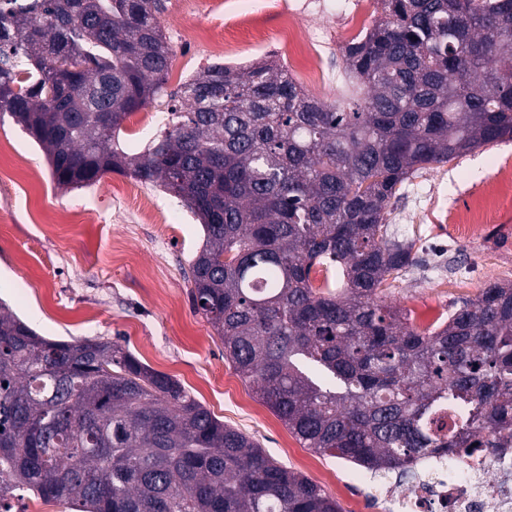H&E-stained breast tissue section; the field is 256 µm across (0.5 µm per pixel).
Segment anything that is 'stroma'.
Returning a JSON list of instances; mask_svg holds the SVG:
<instances>
[{"label":"stroma","instance_id":"stroma-1","mask_svg":"<svg viewBox=\"0 0 512 512\" xmlns=\"http://www.w3.org/2000/svg\"><path fill=\"white\" fill-rule=\"evenodd\" d=\"M338 19L301 0H256L261 42L246 31L235 39V63L266 60L286 65L308 93L331 101L340 94V51L325 57V81L311 83L286 53L279 26L288 9L301 22L323 28L331 43L352 31L350 15L366 25L377 19L373 0H346ZM235 9L215 10L211 0H167L159 24L174 43L183 27L199 32L198 47L176 48L169 89L216 62L209 46L224 35ZM167 102L130 114L123 144L142 149L158 133L147 122ZM512 173V140L480 148L413 179L388 216L391 231L414 241L417 262L400 273L387 300L424 328L443 321L463 298L490 284L512 281V192L493 200V220L483 230L458 223L456 214L480 204L498 174ZM159 221L138 217L142 199ZM203 240L199 222L184 203L160 187L118 173L80 189L59 187L43 150L12 120L0 123V298L33 329L66 341H115L152 369L168 374L225 425L255 439L282 465L302 473L336 499L343 512H381L370 488L350 482L349 464L302 447L224 357V346L206 318L194 312L187 278L189 260Z\"/></svg>","mask_w":512,"mask_h":512}]
</instances>
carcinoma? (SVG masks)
<instances>
[{
    "label": "carcinoma",
    "instance_id": "1",
    "mask_svg": "<svg viewBox=\"0 0 512 512\" xmlns=\"http://www.w3.org/2000/svg\"><path fill=\"white\" fill-rule=\"evenodd\" d=\"M377 4L327 102L272 62L167 91L164 0H0V120L60 187L117 172L179 197L204 232L193 307L224 358L303 447L384 479L512 440V283L431 330L385 296L415 263L391 200L512 140V0ZM163 98L182 102L168 127L124 147V120ZM316 264L343 287L314 288ZM24 490L74 512H343L121 345L47 338L0 304V512Z\"/></svg>",
    "mask_w": 512,
    "mask_h": 512
}]
</instances>
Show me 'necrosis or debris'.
<instances>
[{
    "instance_id": "4bbe7bcc",
    "label": "necrosis or debris",
    "mask_w": 512,
    "mask_h": 512,
    "mask_svg": "<svg viewBox=\"0 0 512 512\" xmlns=\"http://www.w3.org/2000/svg\"><path fill=\"white\" fill-rule=\"evenodd\" d=\"M419 476L388 483L385 512H512V448L423 459Z\"/></svg>"
}]
</instances>
